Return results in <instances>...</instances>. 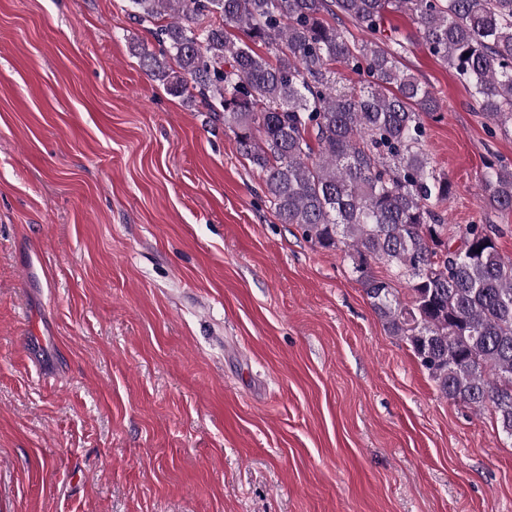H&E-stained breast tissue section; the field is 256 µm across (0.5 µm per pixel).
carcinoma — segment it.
<instances>
[{
	"instance_id": "cac0c4a2",
	"label": "carcinoma",
	"mask_w": 512,
	"mask_h": 512,
	"mask_svg": "<svg viewBox=\"0 0 512 512\" xmlns=\"http://www.w3.org/2000/svg\"><path fill=\"white\" fill-rule=\"evenodd\" d=\"M128 2L159 46L138 45L146 74L223 121L280 223L344 249L388 331L410 344L441 394L493 412L512 439V259L490 225H449L438 211L453 185L426 152L425 118L441 106L384 26L389 13L410 15L476 111L507 130L512 0ZM343 18L361 41L336 27ZM336 63L366 75V86L338 85ZM481 181L485 203L512 213V164L487 163ZM376 261L390 277L372 273Z\"/></svg>"
}]
</instances>
